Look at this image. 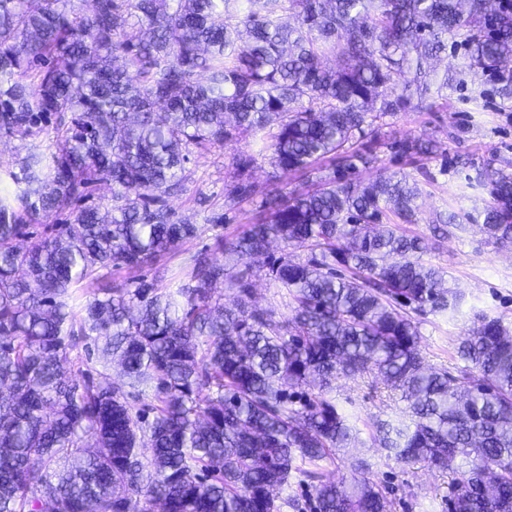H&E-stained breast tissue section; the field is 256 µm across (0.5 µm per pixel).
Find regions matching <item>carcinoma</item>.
Instances as JSON below:
<instances>
[{"mask_svg": "<svg viewBox=\"0 0 512 512\" xmlns=\"http://www.w3.org/2000/svg\"><path fill=\"white\" fill-rule=\"evenodd\" d=\"M92 2L87 14L74 0H0V134L26 149L18 170L0 164L16 185L0 195V512H281L299 459L314 466L311 512H389L365 460L338 482L316 471L358 442L333 382L371 377L407 402V420L376 423L396 463L445 471L452 454L449 512H512V331L479 315L460 374L426 367L414 315L458 295L402 228L420 220L421 189L405 174L356 176L378 161L384 118L448 97L428 61L450 44L464 50L456 85L484 77L512 99V5ZM250 138L284 175L329 158L333 177L267 201L224 260L194 255L174 295L144 283L69 308L84 280L135 273L195 237L169 204L189 154ZM391 148L435 154L420 138ZM254 163L233 158L230 203L252 195ZM468 182L486 190L483 210L432 220L434 236L465 220L512 244V172L489 161ZM101 183L103 213L87 204ZM51 218L50 234L19 244ZM274 241L310 257L273 259ZM242 259L248 270L232 272ZM253 268L291 316L255 305Z\"/></svg>", "mask_w": 512, "mask_h": 512, "instance_id": "obj_1", "label": "carcinoma"}]
</instances>
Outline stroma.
I'll list each match as a JSON object with an SVG mask.
<instances>
[{
	"label": "stroma",
	"instance_id": "1",
	"mask_svg": "<svg viewBox=\"0 0 512 512\" xmlns=\"http://www.w3.org/2000/svg\"><path fill=\"white\" fill-rule=\"evenodd\" d=\"M378 138L381 167L410 175L423 190L422 219L409 225V233L430 239L425 262L442 267L450 286L460 295L454 309L419 319L420 345L427 365L454 373L465 366L457 346L469 335L476 315L501 319L512 328V245L488 242L471 224L458 226L448 237L436 240L431 236L430 221L439 213L463 210L475 214L482 210L486 193L470 188L467 177L484 161L493 160L496 167L512 172V99H501L496 85L490 82L458 88L450 91L447 99L437 101L433 110L401 112L386 118ZM414 138L437 141V156L412 165L394 153L393 143ZM241 154L256 157L248 175L254 192L229 207L224 203L226 174L233 158ZM332 173L331 162L322 161L306 175H283L271 165L268 153L252 142H230L202 153L192 152L185 165L184 190L171 198L170 204L179 217L197 225V236L138 272L118 269L106 278L83 281L72 288L69 303L78 305L86 293L100 288H132L143 280L165 291H176L180 271L191 255L205 250L222 257L221 242L241 233L267 199L315 188L321 178ZM217 213L223 215V223H211V216ZM331 398L339 413L358 430L359 442L356 448L341 449L324 462L327 477H348V460L355 455L365 459L374 479L387 487L390 512H448L451 472L421 463L397 464L377 438L375 421L400 417L403 402L382 383L347 379L337 381Z\"/></svg>",
	"mask_w": 512,
	"mask_h": 512
}]
</instances>
